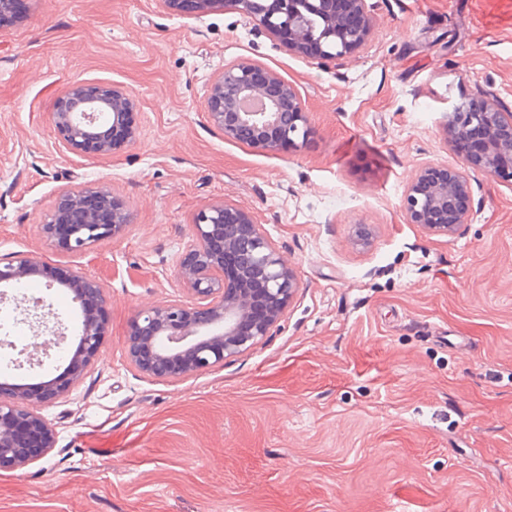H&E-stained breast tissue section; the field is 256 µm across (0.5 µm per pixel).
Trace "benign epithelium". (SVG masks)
<instances>
[{"mask_svg": "<svg viewBox=\"0 0 512 512\" xmlns=\"http://www.w3.org/2000/svg\"><path fill=\"white\" fill-rule=\"evenodd\" d=\"M238 9L258 21L288 51L323 66L351 55L367 44L372 19L366 0H234ZM134 102L116 85L76 81L58 99L51 123L72 153L111 154L136 140L129 128L125 141L112 130L126 121ZM209 123L224 138L277 152L301 147L310 128L297 91L275 71L241 61L224 67L213 80L206 105ZM481 127L484 146L465 164L497 179L512 173V113L500 111L489 90L479 89L452 106L447 139L463 140ZM435 168L425 164L407 186L402 209L410 224L446 236L467 223L472 212L464 171L450 167L442 181L429 180ZM128 214L113 204L103 188L62 194L42 231L58 247L83 254L98 243L121 235ZM237 256V280L224 275V254ZM43 263L19 254L0 261V284L19 285ZM62 284L74 293L82 315L77 350L69 358V382L45 395L21 388L0 396V461L26 464L43 458L55 445L54 430L39 407L67 392L91 366L105 340L104 288L78 271L65 272ZM191 300H174L138 311L127 338V357L139 372L164 380L205 373L254 348L278 325L298 288L295 274L281 262L275 247L252 216L215 202L199 210L179 270Z\"/></svg>", "mask_w": 512, "mask_h": 512, "instance_id": "1", "label": "benign epithelium"}]
</instances>
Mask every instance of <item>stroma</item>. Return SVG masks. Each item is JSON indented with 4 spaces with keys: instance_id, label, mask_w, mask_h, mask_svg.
<instances>
[{
    "instance_id": "1",
    "label": "stroma",
    "mask_w": 512,
    "mask_h": 512,
    "mask_svg": "<svg viewBox=\"0 0 512 512\" xmlns=\"http://www.w3.org/2000/svg\"><path fill=\"white\" fill-rule=\"evenodd\" d=\"M0 28V259L78 270L107 297L105 344L41 408L44 458L0 465V512H512V184L468 170L473 208L450 236L406 223L419 167H462L451 105L479 88L512 112V0H368L366 48L324 68L232 0H25ZM254 61L299 94L310 134L267 152L206 117L212 80ZM75 81L135 101L136 140L74 154L50 115ZM102 186L122 236L83 254L41 226L63 192ZM251 212L299 280L271 336L168 382L127 361L133 315L188 300L195 213ZM61 355L0 372V391L58 382L79 337L72 292L47 286Z\"/></svg>"
}]
</instances>
